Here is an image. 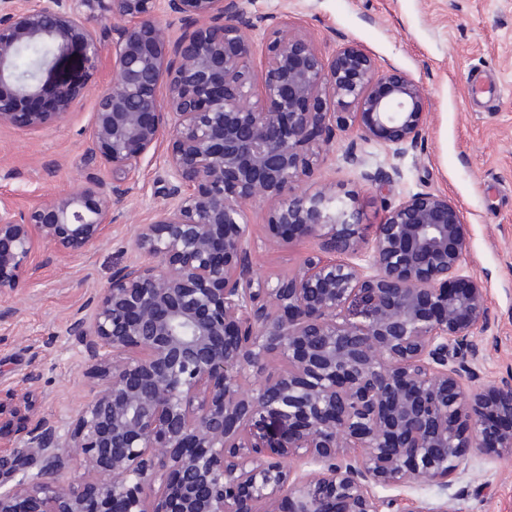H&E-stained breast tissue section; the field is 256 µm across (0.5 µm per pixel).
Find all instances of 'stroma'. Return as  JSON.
Instances as JSON below:
<instances>
[{
	"label": "stroma",
	"mask_w": 512,
	"mask_h": 512,
	"mask_svg": "<svg viewBox=\"0 0 512 512\" xmlns=\"http://www.w3.org/2000/svg\"><path fill=\"white\" fill-rule=\"evenodd\" d=\"M249 11L273 13L290 29L331 49L352 42L379 66L394 67L425 90L426 125L416 154L401 161V179L364 182L339 158L351 138L337 133L301 188L326 183L356 195L363 221L381 223L384 204L427 189L446 194L462 210L468 229L465 264L483 284L490 324L483 341L475 389L512 375V0H244ZM483 72L496 84L485 106L474 102L470 74ZM112 77L110 65L95 73L68 114L35 132L0 128V204L24 215L48 193L77 192L104 177L87 149L95 99ZM166 141L146 155L136 190L121 208L104 241L89 253L58 258L39 279L0 295V308L15 310L0 323V390H18L31 371L43 412L67 425L92 398L98 381L83 351L65 334L70 312L113 270L136 259L134 238L154 221L160 157ZM314 238L296 236L288 246L257 252L260 274H291L310 253ZM385 512H512V460L493 461L476 448L462 451V466L448 483L402 481L375 485Z\"/></svg>",
	"instance_id": "obj_1"
}]
</instances>
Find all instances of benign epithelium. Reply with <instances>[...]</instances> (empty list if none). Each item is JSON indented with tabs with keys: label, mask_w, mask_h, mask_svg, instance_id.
<instances>
[{
	"label": "benign epithelium",
	"mask_w": 512,
	"mask_h": 512,
	"mask_svg": "<svg viewBox=\"0 0 512 512\" xmlns=\"http://www.w3.org/2000/svg\"><path fill=\"white\" fill-rule=\"evenodd\" d=\"M114 16L88 148L110 178L24 216L0 205V293L103 241L165 136L164 203L134 239L140 259L68 317L102 380L92 400L63 429L34 399L37 374L0 397V427L23 422L0 436V512H381L372 483H446L464 448L511 459L512 379L466 388L489 307L457 206L423 189L367 237L355 196L285 194L338 130L354 134L341 162L363 180L402 177L396 161L423 139V86L242 0H3L0 127L63 117L79 87L61 64L74 56L93 75V23ZM40 44L50 53L25 79L19 52ZM372 143L386 161L373 170ZM260 201L273 202L263 244H288L295 226L320 240L291 275L255 269L246 208ZM293 457L320 470L298 475Z\"/></svg>",
	"instance_id": "obj_1"
}]
</instances>
